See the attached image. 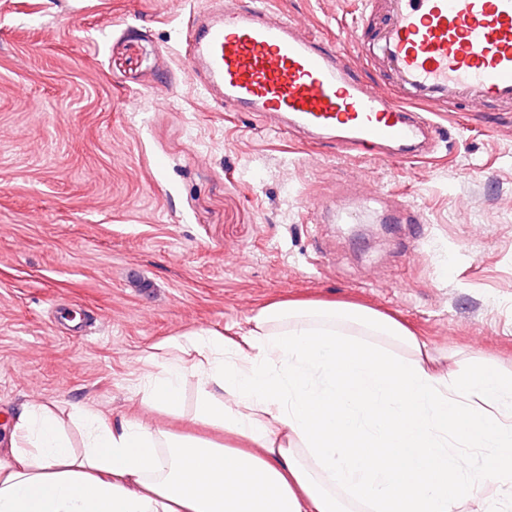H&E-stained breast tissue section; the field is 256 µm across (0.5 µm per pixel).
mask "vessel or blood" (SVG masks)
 <instances>
[{"instance_id": "obj_1", "label": "vessel or blood", "mask_w": 512, "mask_h": 512, "mask_svg": "<svg viewBox=\"0 0 512 512\" xmlns=\"http://www.w3.org/2000/svg\"><path fill=\"white\" fill-rule=\"evenodd\" d=\"M381 25L351 61L343 40L315 39L261 0H220L196 15L191 77L232 112H254L311 146L336 139L369 156L427 153L430 115L512 105V0H385Z\"/></svg>"}]
</instances>
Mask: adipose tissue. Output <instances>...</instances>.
I'll return each instance as SVG.
<instances>
[{
  "mask_svg": "<svg viewBox=\"0 0 512 512\" xmlns=\"http://www.w3.org/2000/svg\"><path fill=\"white\" fill-rule=\"evenodd\" d=\"M164 346L181 357L147 374L143 404L180 414L193 381L194 423L232 444L34 404L0 462V512H467L487 481L512 512L511 372L442 366L396 318L336 301H272L242 335Z\"/></svg>",
  "mask_w": 512,
  "mask_h": 512,
  "instance_id": "adipose-tissue-1",
  "label": "adipose tissue"
}]
</instances>
